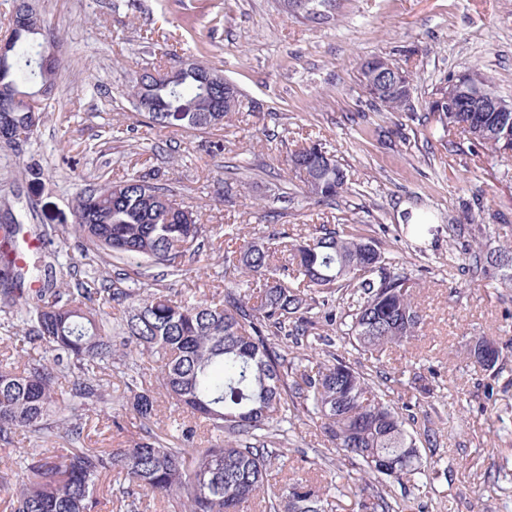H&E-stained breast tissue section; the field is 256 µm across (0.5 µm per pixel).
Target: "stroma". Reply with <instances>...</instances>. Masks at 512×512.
I'll list each match as a JSON object with an SVG mask.
<instances>
[{
	"mask_svg": "<svg viewBox=\"0 0 512 512\" xmlns=\"http://www.w3.org/2000/svg\"><path fill=\"white\" fill-rule=\"evenodd\" d=\"M63 61L39 101L35 141L0 146V224L61 229L52 253L28 252L41 282L72 286L87 246L64 233L77 193L101 175L157 174L201 214L208 234L236 248L285 231L301 241L322 226L354 227L414 279L424 322L407 349L371 354L341 339L353 301L334 296L336 321L317 333L366 373L388 400L432 429L421 440L428 476L393 486L397 512H512V286L463 250L512 245V153L442 131L426 104L440 81L472 67L512 97V0H336L328 19L286 13L280 0H39ZM221 70L242 92L238 111L209 134L142 121L132 97L139 72L169 68L170 51ZM384 57L409 72V110L373 107L361 63ZM319 143L348 175L331 202L306 198L287 158ZM66 146L77 168L63 164ZM425 217L422 233L411 219ZM489 225L474 239L470 228ZM158 287L188 297L224 289V255L207 251L192 273ZM503 351L495 369L466 352L478 338ZM115 424L90 416L85 448H121L140 434L129 408ZM328 443L306 413L274 445V471L322 482Z\"/></svg>",
	"mask_w": 512,
	"mask_h": 512,
	"instance_id": "obj_1",
	"label": "stroma"
}]
</instances>
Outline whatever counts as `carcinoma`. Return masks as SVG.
<instances>
[{"label":"carcinoma","mask_w":512,"mask_h":512,"mask_svg":"<svg viewBox=\"0 0 512 512\" xmlns=\"http://www.w3.org/2000/svg\"><path fill=\"white\" fill-rule=\"evenodd\" d=\"M285 10L314 19L332 0H283ZM12 49L0 60V123L27 142L38 133L40 116H31L28 85L50 90L59 66L45 71L36 61L55 37L17 32ZM218 72L200 62H180L162 72L143 71L133 98L146 122L160 129L207 133L224 126V117L240 106V93L224 97V83H206ZM413 87L371 97L375 106L399 111ZM448 82L435 89L428 110L445 131L462 128L472 142L496 152L502 134L512 129V112H475L478 100L465 98L459 111L448 105L436 111ZM289 165L304 176L309 197L332 200L348 190V178L334 155L319 144L297 148ZM74 224L64 233L93 247L97 258L115 262L139 258L144 268L110 280L90 273L61 292L24 287L28 266L13 257L27 233L22 224L0 225V311L21 354L0 361V447L15 445L23 435L45 443L82 437L89 412L112 421V395L106 370L120 344L136 364H157V387L130 390V404L141 434L126 448H67L61 454L41 450L19 455L14 467L0 469V488L11 493V512H101L102 479L118 487L122 507L141 496L162 495L184 512H247L256 498L266 512H332L334 499L354 498L353 512H394L393 484L425 478L417 435L407 418L377 392L365 374L336 357L332 339L323 360L288 380L291 362L280 342L303 344L315 328L310 313L325 305L336 288L359 295L347 335L368 352L403 345L417 334L422 314L415 303V283L395 270L375 244L345 228L322 227L311 239L293 244L245 241L224 252V274L246 277V287L224 289L222 299H178L149 279L154 267L170 276L187 272V262L201 255L207 226L201 215L177 199L174 190L148 174L106 177L80 191L74 200ZM289 254L295 276L275 258ZM495 268L499 280L512 283V247L474 256ZM123 308L112 324L107 307ZM41 349L32 356L26 346ZM175 410L205 423L210 437L196 439L184 422L173 433L154 430L157 396ZM299 400L308 415L320 420L327 442L343 459H357L364 475L337 470L323 488L299 476L282 483L272 474L273 451L267 440L285 435L288 398ZM373 479L379 488L367 492Z\"/></svg>","instance_id":"cac0c4a2"}]
</instances>
